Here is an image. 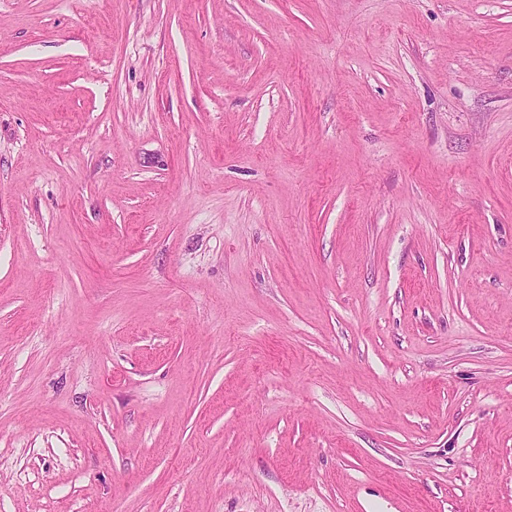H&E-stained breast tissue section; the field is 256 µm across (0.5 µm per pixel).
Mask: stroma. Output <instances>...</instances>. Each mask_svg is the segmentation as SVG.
<instances>
[{
    "label": "stroma",
    "instance_id": "35a3bbf8",
    "mask_svg": "<svg viewBox=\"0 0 512 512\" xmlns=\"http://www.w3.org/2000/svg\"><path fill=\"white\" fill-rule=\"evenodd\" d=\"M0 512H512V0H0Z\"/></svg>",
    "mask_w": 512,
    "mask_h": 512
}]
</instances>
